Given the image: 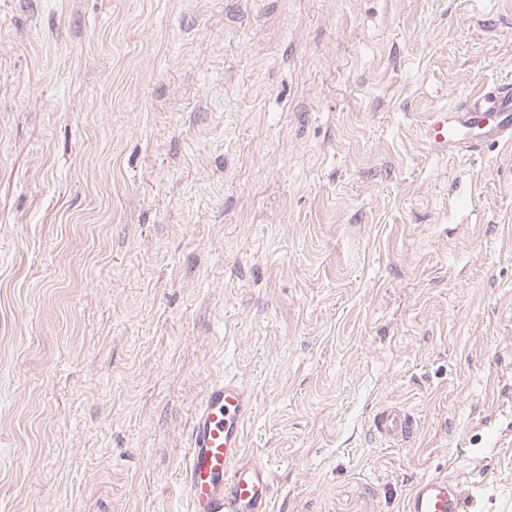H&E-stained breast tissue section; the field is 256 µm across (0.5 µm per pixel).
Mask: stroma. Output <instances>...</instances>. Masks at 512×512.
Masks as SVG:
<instances>
[{"instance_id": "1", "label": "stroma", "mask_w": 512, "mask_h": 512, "mask_svg": "<svg viewBox=\"0 0 512 512\" xmlns=\"http://www.w3.org/2000/svg\"><path fill=\"white\" fill-rule=\"evenodd\" d=\"M502 81L512 0H0V512H186L224 377L272 512H512V149L423 137ZM371 428L379 438L399 444L411 442L417 433L413 416L395 406L378 410L371 420ZM466 497L447 476L416 481L404 502V512H466Z\"/></svg>"}]
</instances>
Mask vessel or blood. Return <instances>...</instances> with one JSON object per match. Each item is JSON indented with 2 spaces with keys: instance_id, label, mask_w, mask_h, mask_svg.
<instances>
[{
  "instance_id": "1",
  "label": "vessel or blood",
  "mask_w": 512,
  "mask_h": 512,
  "mask_svg": "<svg viewBox=\"0 0 512 512\" xmlns=\"http://www.w3.org/2000/svg\"><path fill=\"white\" fill-rule=\"evenodd\" d=\"M426 139L433 154L449 158L472 155L489 142L512 148V84L474 91L453 107L429 113ZM252 412L251 393L229 379L212 382L196 405L182 475L190 512H271V472L244 449ZM371 428L379 438L399 444L411 442L417 433L413 416L395 406L378 410ZM466 508L459 484L445 476L416 481L404 502V512Z\"/></svg>"
}]
</instances>
